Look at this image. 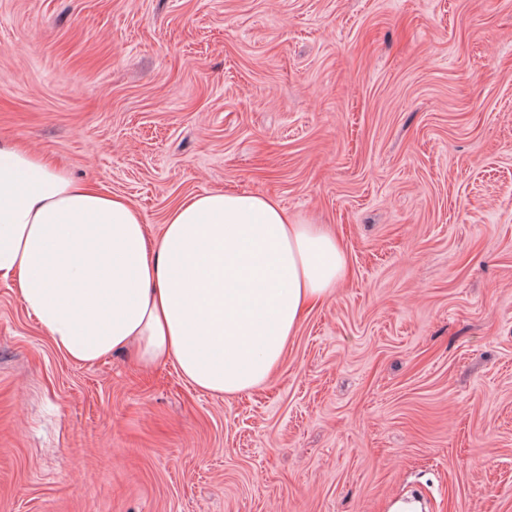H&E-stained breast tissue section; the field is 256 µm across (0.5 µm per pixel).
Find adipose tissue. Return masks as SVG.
Listing matches in <instances>:
<instances>
[{
  "label": "adipose tissue",
  "mask_w": 512,
  "mask_h": 512,
  "mask_svg": "<svg viewBox=\"0 0 512 512\" xmlns=\"http://www.w3.org/2000/svg\"><path fill=\"white\" fill-rule=\"evenodd\" d=\"M347 270L325 225L295 223L273 198L233 188L183 197L151 244L125 197L0 141V281L73 362L131 348L209 394L252 392Z\"/></svg>",
  "instance_id": "obj_1"
}]
</instances>
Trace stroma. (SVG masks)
Masks as SVG:
<instances>
[{
  "mask_svg": "<svg viewBox=\"0 0 512 512\" xmlns=\"http://www.w3.org/2000/svg\"><path fill=\"white\" fill-rule=\"evenodd\" d=\"M0 138L152 239L234 186L348 258L231 397L0 282V512H512V0H0Z\"/></svg>",
  "mask_w": 512,
  "mask_h": 512,
  "instance_id": "1",
  "label": "stroma"
}]
</instances>
